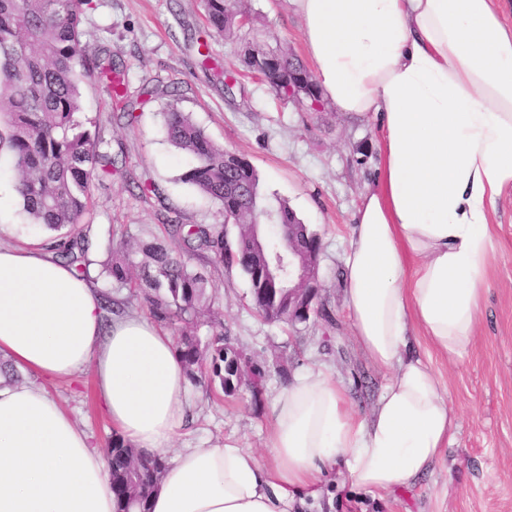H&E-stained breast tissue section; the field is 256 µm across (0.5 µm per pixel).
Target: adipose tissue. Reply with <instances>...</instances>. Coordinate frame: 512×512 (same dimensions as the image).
I'll return each instance as SVG.
<instances>
[{
    "label": "adipose tissue",
    "mask_w": 512,
    "mask_h": 512,
    "mask_svg": "<svg viewBox=\"0 0 512 512\" xmlns=\"http://www.w3.org/2000/svg\"><path fill=\"white\" fill-rule=\"evenodd\" d=\"M323 96L369 114L374 186L344 255L354 334L390 370L368 418L335 378L298 377L271 404L267 454L241 442L173 449L149 512H298L326 468L370 493L410 485L453 426L446 388L411 336L454 359L489 289L491 217L512 190V24L499 0H287ZM66 379L92 366L125 440L155 454L189 415L173 338L34 244L0 242V356ZM0 512H117L107 462L43 389L0 379Z\"/></svg>",
    "instance_id": "1"
}]
</instances>
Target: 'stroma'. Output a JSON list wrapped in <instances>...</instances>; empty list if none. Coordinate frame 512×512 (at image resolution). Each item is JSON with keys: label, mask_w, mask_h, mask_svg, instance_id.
<instances>
[{"label": "stroma", "mask_w": 512, "mask_h": 512, "mask_svg": "<svg viewBox=\"0 0 512 512\" xmlns=\"http://www.w3.org/2000/svg\"><path fill=\"white\" fill-rule=\"evenodd\" d=\"M249 22L229 37L207 36L202 0H89L81 42L88 60L109 58L125 73L123 101L95 78L80 87L78 115L90 133L109 144L114 171L91 190L93 247L106 257L108 232L160 234L163 217L186 224H219V207L184 182L192 159L168 141L164 112L191 119L225 150L253 165L262 210L286 203L318 234L319 314L303 323L264 321L254 310L246 277L235 268L199 263L208 278L211 306L229 340L251 364L266 371L260 397H227L189 386L192 413L175 439L178 448L216 447L238 440L264 453L273 425L270 405L290 378L310 369L329 371L359 416L371 412L390 373L363 352L345 307L343 254L360 195L376 179L372 116L337 111L330 102L306 110L279 100L261 80L245 77L225 89L224 73L242 67L246 47L267 45L308 63L303 25L287 0H237ZM206 37L211 60L201 64L196 40ZM133 110L127 122L123 110ZM150 193L140 194L139 185ZM10 225L0 241L49 243L20 201L0 210ZM496 254L490 288L470 349L456 361L432 353L454 416V437L433 469L408 486L381 494L352 490L345 474L326 473L320 512H512V198L499 201L493 218ZM21 382L44 388L84 430L93 448L111 437L112 423L98 399L92 368L73 379L21 373Z\"/></svg>", "instance_id": "obj_1"}]
</instances>
